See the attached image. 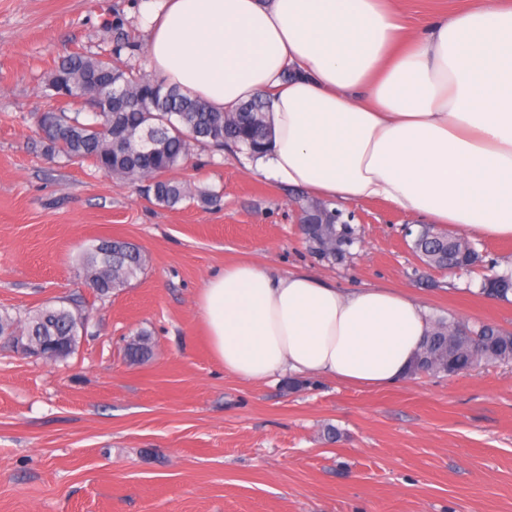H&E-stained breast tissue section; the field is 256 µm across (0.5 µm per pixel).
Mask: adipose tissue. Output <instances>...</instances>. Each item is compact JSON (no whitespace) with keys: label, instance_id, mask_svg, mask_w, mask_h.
Instances as JSON below:
<instances>
[{"label":"adipose tissue","instance_id":"ef3b65f1","mask_svg":"<svg viewBox=\"0 0 512 512\" xmlns=\"http://www.w3.org/2000/svg\"><path fill=\"white\" fill-rule=\"evenodd\" d=\"M141 13L160 81L221 111L261 98L257 174L512 238V7L469 0L415 31L381 0H144ZM198 313L241 379L369 389L405 379L428 328L404 292L251 263L212 271Z\"/></svg>","mask_w":512,"mask_h":512}]
</instances>
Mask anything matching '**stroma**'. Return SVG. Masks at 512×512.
Here are the masks:
<instances>
[{
    "mask_svg": "<svg viewBox=\"0 0 512 512\" xmlns=\"http://www.w3.org/2000/svg\"><path fill=\"white\" fill-rule=\"evenodd\" d=\"M140 0H0V309L89 297L77 259L98 239L143 247V277L93 314L64 360L0 349V512H512V363L367 389L307 375L242 380L214 357L197 315L212 270L251 262L340 288L414 296L430 318L512 330V301L446 270L418 280L402 234L415 216L384 201L342 204L362 244L318 262L296 232L309 195L250 171L242 151L197 146L184 172L221 200L152 204L128 182L55 162L36 132L46 77L76 49L142 63ZM465 0H396L403 25ZM146 330L152 357L129 365ZM337 439H328L327 427Z\"/></svg>",
    "mask_w": 512,
    "mask_h": 512,
    "instance_id": "stroma-1",
    "label": "stroma"
}]
</instances>
